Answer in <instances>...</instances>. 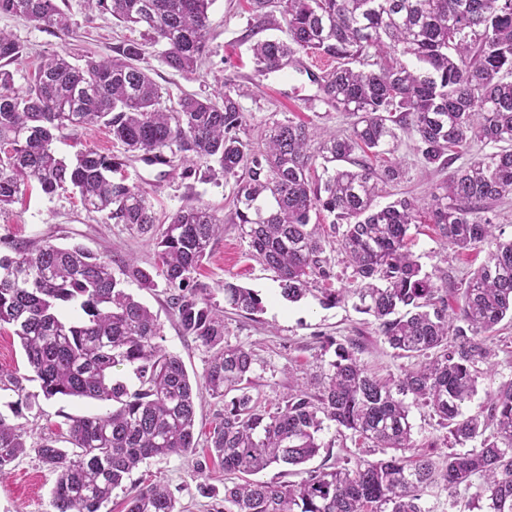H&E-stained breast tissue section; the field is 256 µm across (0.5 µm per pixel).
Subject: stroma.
Returning a JSON list of instances; mask_svg holds the SVG:
<instances>
[{
    "mask_svg": "<svg viewBox=\"0 0 512 512\" xmlns=\"http://www.w3.org/2000/svg\"><path fill=\"white\" fill-rule=\"evenodd\" d=\"M67 9L76 23V37L63 40L15 16L0 15V28L14 34L21 44V55L10 65L17 86H25L28 74L44 56L68 50L72 57L92 51L101 56L111 55L114 46L127 38H139V31L118 25L111 15L89 10L84 0H67ZM211 22V55L192 78H184L166 68L160 60V47L147 46L141 62L155 82L161 86L163 107L175 106L182 93L210 95L222 84H234L240 92L239 102L247 116V132L259 140L262 130L275 121L301 120L320 128L345 130L350 117L343 112L316 102V84L308 71L319 70L323 59L302 56L301 68H286L273 74H261L255 69L249 29L253 22L249 0H214L208 9ZM92 148L101 153L123 158L120 171L126 183L140 186L148 195L160 220H167L180 207L202 202L230 215L233 209V182L185 179L169 175L165 167L150 166L142 160L125 157L121 146L113 144L105 129L65 131L55 144L64 157ZM405 175L401 180L383 185L379 204L397 198L430 196L437 185L446 180L447 171L426 164L418 150L416 137L403 135L397 152ZM409 247L423 273L446 289L448 300H455L456 288L469 280L483 260L486 250L478 248L461 252L445 245L428 222L411 225ZM51 239L60 244H80L101 256L111 258L113 270H120L124 260L137 257L140 266L151 267L156 260V240L138 235L124 225L104 222L100 214L87 212L73 190H61L52 195L31 189L22 202L0 214V253H9L11 246H23L32 241ZM197 280L212 291L215 302H223L224 281L237 282L256 291L263 300L261 313L249 318L235 314L224 316V340L232 346H242L255 356L252 393L263 407L275 408L290 386L311 382L313 376L328 371L334 360V343L353 345L355 354L367 369L384 379H398L413 362L399 357L383 340L372 317L359 313L353 300L334 306H324L313 296L297 302L284 299L276 274L251 254L236 225L228 224L215 239L198 274ZM130 292L147 305L161 326V344L178 355L192 380L202 382L210 352L201 343L182 335L178 320L167 304L165 282L146 290L129 283ZM485 343L494 352V370L484 377L471 401L470 410L486 403L500 383L512 379V321L503 320L495 331L486 334ZM36 396L30 410L22 418L29 436L25 453L13 468L0 477V512H53L51 492L55 473L43 465L36 449L42 438L57 437L67 429L71 417L103 414L111 411L108 402L73 397L45 399L39 394L38 383L27 385ZM224 412V401L204 396L197 409L195 435L197 450L191 454L171 455L153 459L135 470L129 481L112 493L110 512H122V502L133 483L161 481L168 485L176 499L178 512H219L223 508L225 474L216 463L206 461L207 448L203 441L213 421ZM415 451L434 461L448 454V431L426 406L410 407ZM320 439L323 446L310 462L311 467H330L355 457L376 458L370 448H359L350 433L325 429ZM215 489L213 497L200 493L201 486Z\"/></svg>",
    "mask_w": 512,
    "mask_h": 512,
    "instance_id": "1",
    "label": "stroma"
}]
</instances>
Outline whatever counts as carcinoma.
Returning <instances> with one entry per match:
<instances>
[{
  "mask_svg": "<svg viewBox=\"0 0 512 512\" xmlns=\"http://www.w3.org/2000/svg\"><path fill=\"white\" fill-rule=\"evenodd\" d=\"M251 2V33L276 25V5L288 33L285 41L254 45L257 71L280 72L300 53L334 62L309 78L321 102L353 118L348 132L275 121L256 145L244 136L247 117L229 83L211 97L184 94L176 107L164 108L162 88L139 65L146 43L138 40L124 41L112 57L87 54L77 63L56 52L18 88L6 66L22 46L0 30V211L34 185L46 195L70 187L86 211L105 221L140 234L157 231L145 191L113 177L119 159L94 149L72 159L57 155L55 143L68 129L105 127L133 157L169 152L168 166L179 161L183 177L203 166L210 179L235 180L229 220L189 204L157 237V269L179 327L212 352L203 384L195 387L181 358L158 342L157 318L126 291L111 261L49 239L0 255V328H13L29 367L27 375L0 369V398L12 397L8 406L18 417L32 408L26 383L33 381L46 399L112 402L105 415L69 419L70 447L46 438L37 448L57 474L53 508L101 512L141 464L196 448V405L206 392L230 397L208 436L224 473L240 478L224 485V512H425L420 501L430 488L453 493L475 478L478 509L512 512V380L489 405L467 410L479 379L492 371L482 336L512 318V240L498 239L487 217L512 194V148L454 169L427 199L377 203L380 185L404 173L395 157L403 133L414 134L425 163L439 167L475 141L512 145V0ZM211 3L87 0L89 9L163 46L162 63L185 77L208 58ZM0 14L23 17L61 39L73 33L71 15L57 0H0ZM357 152L366 160L353 158ZM384 154L393 159L381 168L368 162ZM318 162L330 172L320 183L311 178ZM313 212L329 225L311 223ZM423 214L447 244L488 246L452 312L410 251L408 231ZM226 223L237 225L252 256L277 274L290 302L331 278L326 252L334 234L358 287L320 288L319 303L357 299L398 356L421 362L397 380H383L338 343L316 391L291 388L275 411L262 408L251 393L252 351L224 344V308L192 278ZM122 274L144 289L156 287L133 258ZM222 291L236 312L263 310L250 288L226 280ZM67 304L82 314L64 315ZM121 365L131 368L136 388L114 376ZM409 396L433 411L462 450L440 463L410 454ZM326 421L382 458L302 469L322 448ZM26 436L23 424L0 416V475L25 452ZM274 464L293 467L300 480L254 478ZM126 512H176V500L164 484L151 483L128 495Z\"/></svg>",
  "mask_w": 512,
  "mask_h": 512,
  "instance_id": "1",
  "label": "carcinoma"
}]
</instances>
